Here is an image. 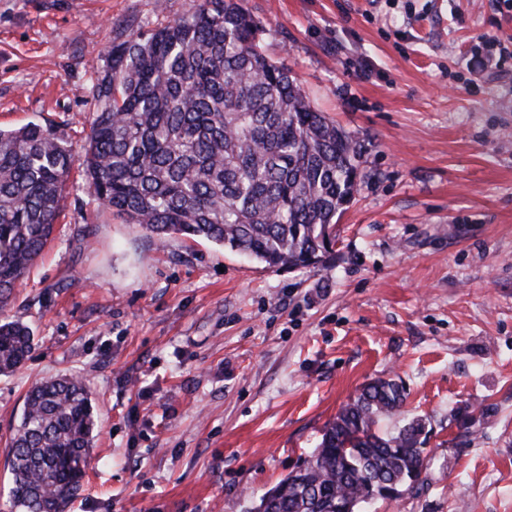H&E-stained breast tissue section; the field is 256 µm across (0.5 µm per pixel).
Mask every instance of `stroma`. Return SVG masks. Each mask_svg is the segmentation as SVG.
Returning a JSON list of instances; mask_svg holds the SVG:
<instances>
[{
  "label": "stroma",
  "mask_w": 512,
  "mask_h": 512,
  "mask_svg": "<svg viewBox=\"0 0 512 512\" xmlns=\"http://www.w3.org/2000/svg\"><path fill=\"white\" fill-rule=\"evenodd\" d=\"M192 0H0V127L51 126L73 165L56 238L5 314L34 351L0 376L5 441L31 384L92 391L98 436L66 512H249L375 378L430 432L413 491L371 512H512V43L499 0H244L262 47L357 138L369 178L336 257L271 270L205 241L158 243L82 176L93 106L128 25Z\"/></svg>",
  "instance_id": "obj_1"
}]
</instances>
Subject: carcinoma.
Wrapping results in <instances>:
<instances>
[{"instance_id": "carcinoma-1", "label": "carcinoma", "mask_w": 512, "mask_h": 512, "mask_svg": "<svg viewBox=\"0 0 512 512\" xmlns=\"http://www.w3.org/2000/svg\"><path fill=\"white\" fill-rule=\"evenodd\" d=\"M264 34L239 0H194L189 13L113 45L108 70L87 91L88 190L161 242L179 235L267 269L316 268L334 254L337 220L366 178L362 146L266 56ZM71 170L51 128L0 130L1 310L54 240ZM33 345L28 325L1 317L0 375L22 367ZM406 404L392 379L365 384L250 512H358L413 490L429 465L425 422L377 429ZM96 432L83 382L32 386L7 442L11 512H66Z\"/></svg>"}]
</instances>
